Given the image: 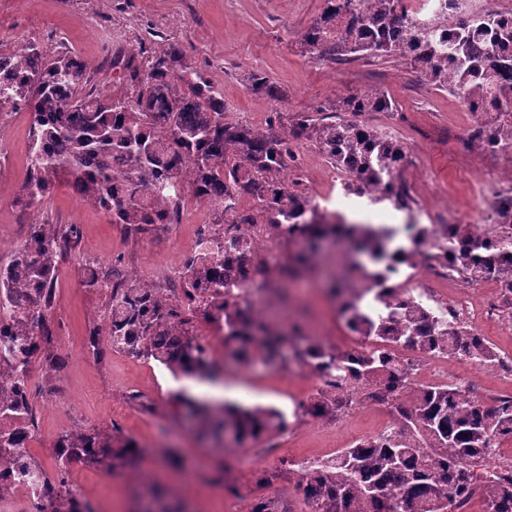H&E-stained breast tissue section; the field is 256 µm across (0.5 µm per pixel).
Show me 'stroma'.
<instances>
[{
    "instance_id": "1",
    "label": "stroma",
    "mask_w": 512,
    "mask_h": 512,
    "mask_svg": "<svg viewBox=\"0 0 512 512\" xmlns=\"http://www.w3.org/2000/svg\"><path fill=\"white\" fill-rule=\"evenodd\" d=\"M323 9L324 0H0V52L20 44L71 52L88 66L89 89L120 96L124 85L112 67L113 57L151 54L174 44L184 63L222 93L226 121L259 130L267 129L275 112L286 127L303 113L331 114L343 99L366 89L384 91L396 110L366 114L359 121L404 145L415 171L410 190L414 208L425 211L445 204L463 219L474 220L476 186L505 176L512 161L465 144L476 128L494 125L496 113L468 111L457 94L433 89L410 58L338 63L309 50L303 35ZM258 76L279 86L282 97L273 100L254 90ZM33 119L23 108L0 109V137L10 145L8 155L0 157V260L25 240L29 224L39 216L77 225L81 236L79 251L58 263L53 351L63 366L47 374L35 398L42 445L33 449V456L53 472L55 459L46 448L62 431L116 427L145 449L140 470L169 499L183 501L188 512H233L237 502L250 501L257 493L253 476L261 463L258 452L236 453L232 476L239 493H225L224 475L214 464L222 441L199 438L197 422L184 415L172 396L185 391L212 401L271 407L284 414L286 426L277 434L281 452L269 464L277 477L265 493L285 497L301 512L294 464L322 459L381 433L392 422L387 406L366 399L336 415L314 418L303 414L302 407L315 396L318 382L277 365L225 367L213 393L152 361L113 351L95 355L89 332L102 326L108 295L85 286L86 262L164 283L184 269L203 231L197 201L187 197L179 223L134 237L84 202L64 178L39 212L22 209L18 197L29 164ZM296 155L285 171L288 179H301L312 197L335 193L333 169L315 139L297 144ZM337 270L335 247L323 248L317 268L303 273L287 299L271 303L267 317L284 329L299 323L305 334L335 350L352 348L355 338L327 290L328 278ZM69 481L95 512H132L135 506L133 473L76 462Z\"/></svg>"
}]
</instances>
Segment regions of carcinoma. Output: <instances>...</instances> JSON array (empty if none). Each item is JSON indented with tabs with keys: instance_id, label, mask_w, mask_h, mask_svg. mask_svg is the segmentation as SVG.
Returning a JSON list of instances; mask_svg holds the SVG:
<instances>
[{
	"instance_id": "1",
	"label": "carcinoma",
	"mask_w": 512,
	"mask_h": 512,
	"mask_svg": "<svg viewBox=\"0 0 512 512\" xmlns=\"http://www.w3.org/2000/svg\"><path fill=\"white\" fill-rule=\"evenodd\" d=\"M401 0H325L319 19L303 35V44L334 61L365 57H411L427 64L425 76L440 90L490 102L506 120L475 133L501 149L512 148V21L488 11L465 22L448 25V15L428 22L399 13ZM123 64L132 95L115 98L82 93L87 65L66 52L49 55L32 45L0 54V107L23 105L33 112L30 160L20 203L39 211L59 177L64 176L86 202L112 217L127 232L139 234L154 224L179 219L186 187L206 201L217 229L201 237L198 252L182 272L184 298L217 310L224 319V339L236 343L234 355L245 361L253 336L263 339L269 361L275 362L285 344L279 328L263 317L250 319L243 309L216 304L224 282V256L230 250L250 251L255 244L244 232L224 234L226 224H257V213L282 236L308 244L315 252L325 241L340 238L347 249L380 262L391 231L367 224H320L310 216L311 201L290 191L281 177L294 158L293 137H310L336 169L353 178L351 188L364 193L384 170L404 159L392 137L355 120L301 114L288 131L274 123L259 131L224 120V97L182 62L171 46L142 66L136 56L115 57ZM394 102L383 91L363 92L336 106L338 110L390 112ZM250 198L256 208H244ZM76 225L48 221L29 225L25 241L0 263V289L8 302L0 310L11 377L0 386V466L11 465L41 480L50 512H92L87 501L67 487L73 460L106 464L112 470L135 469L141 446L121 430L74 429L57 442L56 474L48 475L28 453L33 409L25 381L35 359L45 371L61 367L52 352L54 334L45 315L53 308L56 266L78 248ZM498 249L493 261L473 260L464 272L469 282L494 270L512 290V251L496 239L484 241ZM85 285L111 282L106 325L89 333L100 353L99 336L112 349L153 360L174 376L200 380L216 375L206 348L192 334L193 312L174 307L167 290L136 276H99L86 267ZM347 328L383 342L367 353L336 352L319 341L303 339L297 358L322 370L336 371L344 387L339 392L323 383L305 412L324 417L339 410L345 398L371 388L369 397L385 404L393 421L380 434L336 453L333 461L304 471L296 481L307 512H460L481 495L485 512H512V478L478 484L474 466L496 454L500 441L512 439V396L482 407L461 390L444 386L414 388L407 367L396 352L402 345L434 354H463L476 362H492L499 353L473 333L461 338L455 327L440 323L420 307L408 310L384 303L367 312L356 305L342 311ZM179 407L193 414L204 430L224 437V448H241L281 430L282 414L272 408H247L235 403L210 404L180 392ZM251 512H292L278 496L260 495Z\"/></svg>"
}]
</instances>
